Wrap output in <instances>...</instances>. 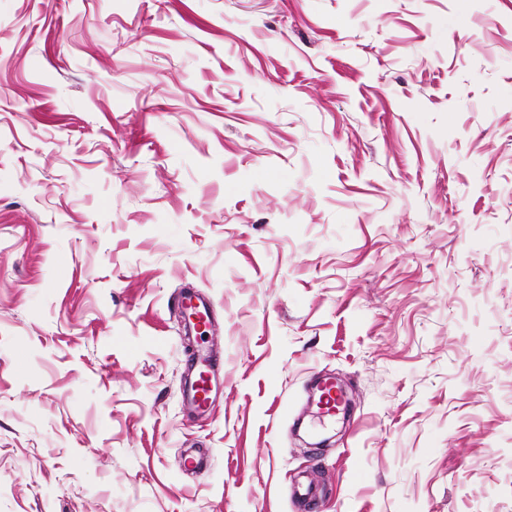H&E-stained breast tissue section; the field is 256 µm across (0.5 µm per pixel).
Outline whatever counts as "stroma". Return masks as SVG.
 I'll list each match as a JSON object with an SVG mask.
<instances>
[{
    "label": "stroma",
    "instance_id": "obj_1",
    "mask_svg": "<svg viewBox=\"0 0 512 512\" xmlns=\"http://www.w3.org/2000/svg\"><path fill=\"white\" fill-rule=\"evenodd\" d=\"M0 512H512V0H0ZM179 306L182 311H186L190 315H194L196 317L201 329H206L211 323V304L200 300L190 291H186L180 296ZM215 358L202 353L189 361L188 374L183 387V398L190 416L208 413L212 405V372Z\"/></svg>",
    "mask_w": 512,
    "mask_h": 512
}]
</instances>
